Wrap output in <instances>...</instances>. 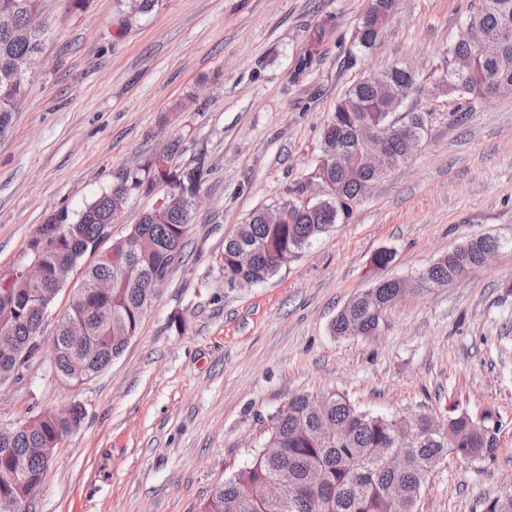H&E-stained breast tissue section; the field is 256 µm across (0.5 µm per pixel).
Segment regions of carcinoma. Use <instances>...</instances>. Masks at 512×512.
<instances>
[{
    "instance_id": "carcinoma-1",
    "label": "carcinoma",
    "mask_w": 512,
    "mask_h": 512,
    "mask_svg": "<svg viewBox=\"0 0 512 512\" xmlns=\"http://www.w3.org/2000/svg\"><path fill=\"white\" fill-rule=\"evenodd\" d=\"M45 0H0V138L6 136L15 112L13 101L27 93L31 78L28 65L43 52L44 29L36 20ZM489 36L512 27V0H483L481 10L471 19ZM383 29L360 26L359 51L370 53L381 41ZM378 81L355 84L336 104L323 132L322 157L311 178L326 190V199L304 203L297 196L306 192L305 183L292 189V197L278 208L286 221L270 224L264 209L252 211L246 222L224 238L222 268L224 281L233 286L240 281L257 284L276 274L277 259L283 254L299 256L333 225L349 218L378 183V175L359 153L362 129H384L389 122L405 124L412 138L390 137L387 154L409 160L427 131L426 114L400 112L401 104L392 95L396 84H416V77L402 65L377 74ZM512 95V38L503 42L497 56L482 55L476 45L459 35L448 50V95L459 100L461 121L492 89ZM180 141L147 155L142 165L126 170L112 189L98 196L72 219L66 211L52 215L38 235L46 241L41 251L29 242L26 256L39 253L49 270L83 261L87 247L97 241L105 225L112 223V210L125 204L128 196L157 184L168 187L162 202L129 225L127 234L112 242V249L126 260L120 264L93 262L85 266L87 283L108 279L112 289L101 294L95 289L75 288L68 308L59 320L53 342L57 371H72L76 359L85 364L92 377L107 369L125 350L126 343L108 334L110 323H118L133 337L156 299L151 283L159 271H171L180 258L184 237L192 223L193 196L200 192L209 168L200 156L185 165L173 164ZM342 157H336V151ZM453 261L438 258L422 273L433 286H444L465 274L473 264L475 251L463 243L456 247ZM399 291L394 279L380 281L352 298L336 315L332 332L336 336H369L378 328L382 312L390 308ZM45 310L18 285L0 287V377L20 380V367L39 350ZM80 320L90 338L70 335L68 319ZM311 396L299 395L271 419L264 443L278 448L271 457L261 451L231 478L218 484L200 512H415L420 494L437 463L453 454L461 459L478 455L483 447L482 432L490 417H475L455 411L443 420L424 416L413 438V448L403 469L385 466V455L399 440L397 418L362 410L344 393L329 394L319 409ZM84 419V409L76 403L71 417L61 419L46 411L29 417L30 424L8 438H0V498H21L40 483L62 440L76 432ZM321 419L332 425L333 435L318 437ZM294 487L282 499L271 502L263 496L264 486L282 473ZM481 512H512V493L484 502Z\"/></svg>"
}]
</instances>
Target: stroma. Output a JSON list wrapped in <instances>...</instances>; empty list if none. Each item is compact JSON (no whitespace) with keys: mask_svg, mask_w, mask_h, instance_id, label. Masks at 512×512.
<instances>
[{"mask_svg":"<svg viewBox=\"0 0 512 512\" xmlns=\"http://www.w3.org/2000/svg\"><path fill=\"white\" fill-rule=\"evenodd\" d=\"M482 0H402L380 46L359 53L367 0H47L42 66L0 139V277L58 211L78 213L171 140L210 172L174 266L123 354L86 380L57 374L61 289L24 378L0 387V424L77 402L32 512H197L261 448L272 413L299 394H347L381 415L491 414L485 458L447 456L416 512H479L512 491V96L455 124L448 48ZM313 61L303 75L304 56ZM417 69L405 108L431 121L412 158L266 282L229 287L224 238L308 181L321 134L353 85ZM495 261L397 301L370 336L331 323L378 280L416 278L467 240ZM391 255L377 265L378 253Z\"/></svg>","mask_w":512,"mask_h":512,"instance_id":"obj_1","label":"stroma"}]
</instances>
